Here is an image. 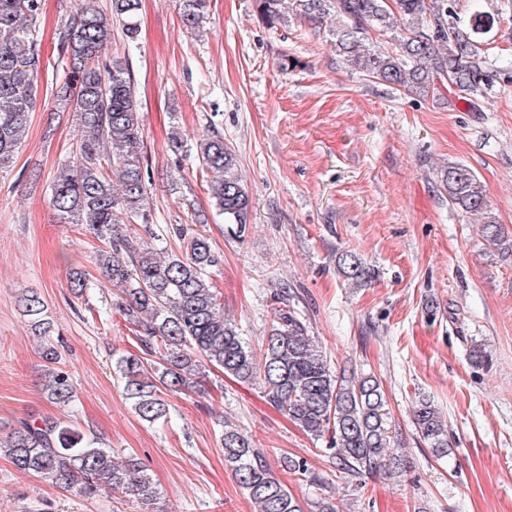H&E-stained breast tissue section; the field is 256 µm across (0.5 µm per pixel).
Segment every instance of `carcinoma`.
Wrapping results in <instances>:
<instances>
[{
    "label": "carcinoma",
    "instance_id": "obj_1",
    "mask_svg": "<svg viewBox=\"0 0 512 512\" xmlns=\"http://www.w3.org/2000/svg\"><path fill=\"white\" fill-rule=\"evenodd\" d=\"M456 0H256V10L268 26L292 14L310 21L332 20L336 54L348 67L398 86L414 95H427L446 82L453 98L469 105L493 88L498 71L479 47L495 24L493 15L475 9L458 17ZM141 0H110V14L91 3L59 32L65 77L55 84L58 112H72L80 132L75 156L62 165L51 185L50 202L61 224L88 227L105 244L95 262L119 292V310L135 332L139 353H121L114 373L135 415L154 424L170 414L164 399L198 385L213 367L242 384L259 383L270 404L305 433L329 437V462L340 474L358 478L391 476L401 469L387 424V400L373 375L352 369L331 370L322 350L295 309L279 310L276 324L260 353L224 317L221 293L208 270L219 263L210 242L190 234L183 224L162 233L171 235L179 250L137 248L131 235L119 230L123 220L153 222L146 207L150 176L145 164L142 119L129 58L106 61L102 52L119 27L127 43L138 35ZM39 0H0V171L10 167L29 113L41 106V60L36 27ZM208 0H181L180 17L190 33L200 30ZM391 34L392 51L376 46L371 33ZM196 157L206 176L210 200L224 223L243 235L250 224L252 201L238 172V160L224 136L208 134L196 142ZM439 181L448 203L465 215H481L482 236L504 246L501 225L491 209L489 190L466 165L450 163ZM338 273L361 287L373 270L351 251L336 256ZM77 297L86 294L83 271L70 277ZM40 343L45 369L43 391L60 406L74 398L70 374L53 367L58 352L47 303L36 291L17 297ZM413 424L432 452L448 455V425L439 408L426 398L413 406ZM224 465L243 487L254 512H304L288 487L272 473L253 438L239 427L220 432ZM0 451L15 469L44 477L65 490L93 493L108 487L154 508L159 491L146 465L128 456L118 462L102 438L61 419L35 418L20 422Z\"/></svg>",
    "mask_w": 512,
    "mask_h": 512
}]
</instances>
